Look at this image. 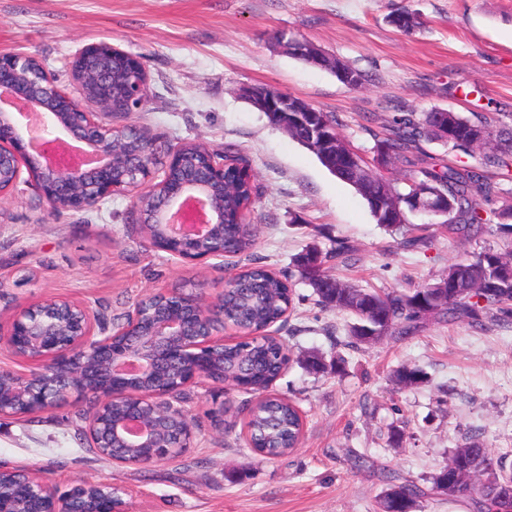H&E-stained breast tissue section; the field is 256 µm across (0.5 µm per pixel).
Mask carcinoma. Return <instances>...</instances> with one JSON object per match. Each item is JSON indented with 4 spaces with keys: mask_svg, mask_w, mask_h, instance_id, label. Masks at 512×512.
Returning a JSON list of instances; mask_svg holds the SVG:
<instances>
[{
    "mask_svg": "<svg viewBox=\"0 0 512 512\" xmlns=\"http://www.w3.org/2000/svg\"><path fill=\"white\" fill-rule=\"evenodd\" d=\"M390 23L404 33L415 31L421 22L406 13ZM326 127L323 143L312 142L302 127L288 129V136L324 161L333 140L340 138L337 118L331 112L320 113ZM448 124V148L455 153L451 160L438 161L424 154L420 143L439 137L438 123ZM483 133L497 145L496 151L482 157L477 165L463 160L469 154L476 135ZM148 133L137 129L114 134L116 161L139 153ZM374 148L385 146L401 167L402 178L389 181L373 169L356 175L346 160L336 163L332 171L340 181L353 186L366 201L376 223L401 234L400 245L416 247L426 239L407 237L408 204L404 197L415 193L417 185L426 184L436 201L448 207L444 221L448 231L465 240L481 237L488 230L487 211L500 195L506 194L494 182L491 169L505 164L512 153V123L498 121L493 125L482 117H468L456 112H397L384 120L381 130L373 133ZM184 165L195 171L200 180L206 174L199 168L198 145H182ZM242 159L227 158L224 187L207 184L213 202L224 206V252L234 255L249 253L256 241V225L247 221L252 205L253 186L250 176L239 167ZM493 215L502 219L498 231L506 242L505 250H484L451 265L434 281L409 290L392 288L377 291L335 277L326 264L341 260L350 252V245L336 239L328 250L314 242L291 259L292 270L281 276L262 265L248 266L236 275V286L224 291V319L248 332H258L282 320L292 308L293 291L290 279L297 275L313 288L317 302L325 308L345 312L354 318L348 325L351 347L370 345L382 338L404 340L413 335L429 317L448 320L467 318L474 327H483L484 320L512 322V201H503ZM285 346L268 337H255L224 346V356L215 368L224 380L244 391L257 395L248 418V444L265 457H285L299 443L303 421L297 407L287 398L267 393L269 383L287 365ZM423 376L416 368L402 367L395 380L412 387ZM451 469H442L432 479V486L423 491L412 481L390 484L377 501V512H412L418 499H469L478 512H512V462L508 454L494 455L482 443L472 440L456 449L448 459Z\"/></svg>",
    "mask_w": 512,
    "mask_h": 512,
    "instance_id": "1",
    "label": "carcinoma"
}]
</instances>
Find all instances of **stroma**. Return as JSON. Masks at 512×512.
Segmentation results:
<instances>
[{
	"label": "stroma",
	"mask_w": 512,
	"mask_h": 512,
	"mask_svg": "<svg viewBox=\"0 0 512 512\" xmlns=\"http://www.w3.org/2000/svg\"><path fill=\"white\" fill-rule=\"evenodd\" d=\"M410 10L422 28L407 35L388 21ZM304 38L368 74L352 90L329 70L291 57L279 34ZM107 41L140 59L147 74L144 108L112 112L106 123L147 128L163 144L200 142L243 157L258 194L254 254L275 271L308 243L348 241L346 264L333 275L365 288H417L474 252L500 249L489 229L475 240L450 236L439 219L415 215L428 245L396 244L355 189L307 149L269 124L240 95L263 85L335 113L338 132L374 162L372 115L394 107L423 113L512 116V0H0V52L30 55L61 86L76 83L64 62ZM135 198L115 195L81 213L52 212L27 187L0 198V319L15 309L61 296L119 320L153 292L215 301L240 258L188 265L150 246L131 220ZM295 308L271 327L291 353L271 391L304 416L299 446L266 460L247 445L249 394L227 386L187 387L173 399L190 422L184 454L150 467L99 456L75 434L76 415L93 410L69 393L64 403L27 417H0V466L44 483L111 484L128 512H375L389 477L429 487L452 450L476 437L512 455V324L471 327L467 320L423 323L406 340L346 345L348 315L317 305L295 285ZM344 358L341 373L315 375L309 353ZM422 371L398 388L394 371ZM227 409L223 427L208 412ZM399 429V444L388 441Z\"/></svg>",
	"instance_id": "1"
}]
</instances>
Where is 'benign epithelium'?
Wrapping results in <instances>:
<instances>
[{
    "label": "benign epithelium",
    "instance_id": "7a95c632",
    "mask_svg": "<svg viewBox=\"0 0 512 512\" xmlns=\"http://www.w3.org/2000/svg\"><path fill=\"white\" fill-rule=\"evenodd\" d=\"M31 57L0 53V197L32 187L50 210L83 212L97 207L116 193L135 190L155 193V161L164 171L181 167L179 148L157 140L146 144L143 159L134 162L135 182L124 188L114 179L113 127L88 112L81 101L71 98L70 111L60 112L56 100L63 91L46 69L20 86L23 66ZM100 86L98 107L112 112V68L90 67L82 72ZM252 89H244L251 95ZM253 96V95H251ZM256 108L271 115L289 118L309 129L311 138H320L323 128L311 123L313 108L298 97L265 89L253 96ZM80 144L94 159L92 165L65 162L55 157L68 140ZM200 152L209 165L208 179L224 182V161L216 160L205 145ZM27 177H22V174ZM200 183L187 177L169 194L154 201L150 216L157 217L162 238L183 245L186 251L168 250L183 262L196 263L224 257V210L199 189ZM168 310L135 312L120 324L104 322L90 306L66 298L58 305L49 300L23 307L7 321H0V348L39 367L30 375L0 370V415L4 406L14 407V415L40 412L71 392L89 396L97 406L88 418L89 437H115L131 448H152L143 458L117 462L150 466L184 453L193 441L192 428L180 412L172 411L166 397L198 383L220 385L212 372L217 351L224 346V331L204 333L200 326L217 316V304L198 298L189 302L177 294L161 293ZM179 365V375L168 388L158 391L123 390L118 384L145 379L163 362ZM174 418L179 425V447L158 442L156 423ZM0 512H126L115 494L82 497L76 509L59 487L37 481L19 502L0 496Z\"/></svg>",
    "mask_w": 512,
    "mask_h": 512
}]
</instances>
